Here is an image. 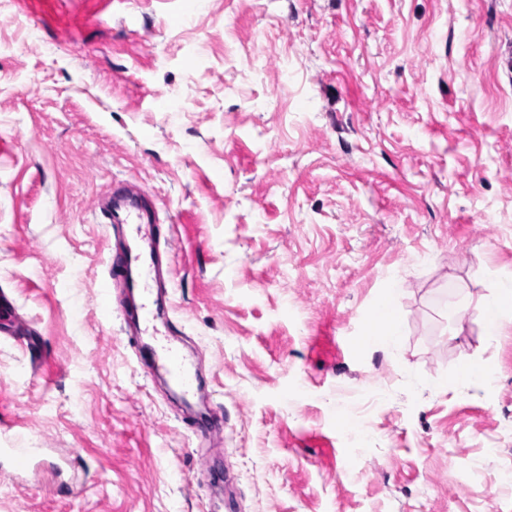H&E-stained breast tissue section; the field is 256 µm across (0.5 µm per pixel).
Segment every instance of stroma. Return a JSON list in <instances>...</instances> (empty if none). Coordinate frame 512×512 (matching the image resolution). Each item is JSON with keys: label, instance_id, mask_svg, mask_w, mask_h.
<instances>
[{"label": "stroma", "instance_id": "35a3bbf8", "mask_svg": "<svg viewBox=\"0 0 512 512\" xmlns=\"http://www.w3.org/2000/svg\"><path fill=\"white\" fill-rule=\"evenodd\" d=\"M221 441L102 314L115 184ZM512 0H0V512H512ZM396 277L399 349L361 341ZM487 365L489 384L459 380ZM149 196V192L141 188H136V193L131 197H120L113 191L112 217L106 207L101 206V210L109 222L114 224V231L116 227L122 226V224H143L141 223L144 211L143 200L147 199ZM121 202L124 207V214H120L118 210V208L121 207ZM473 309L482 318L486 331L497 334L512 324V272L499 277L497 289L477 301ZM0 332L7 334L14 338V340L21 346L25 347L31 358L40 362L41 352L37 343L28 336L27 327L17 317L13 320L5 321L0 320Z\"/></svg>", "mask_w": 512, "mask_h": 512}]
</instances>
